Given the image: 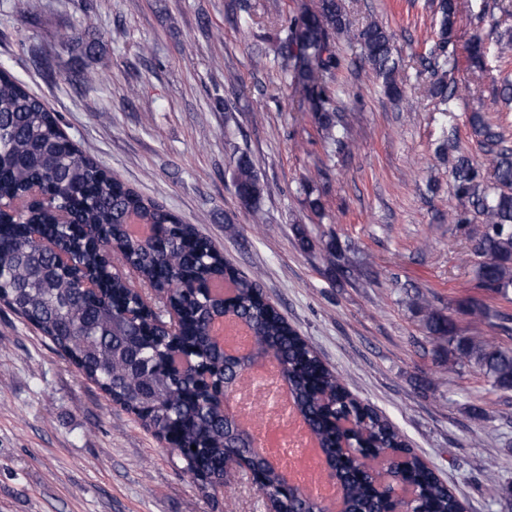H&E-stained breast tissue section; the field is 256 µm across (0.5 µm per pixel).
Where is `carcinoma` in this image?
I'll use <instances>...</instances> for the list:
<instances>
[{
    "label": "carcinoma",
    "mask_w": 512,
    "mask_h": 512,
    "mask_svg": "<svg viewBox=\"0 0 512 512\" xmlns=\"http://www.w3.org/2000/svg\"><path fill=\"white\" fill-rule=\"evenodd\" d=\"M436 41L420 59L431 97L446 104L454 0H436ZM276 48L284 71L318 112L325 141L352 147L335 94L316 74L340 66L336 36L360 44L363 59L387 95L400 57L393 37L378 24L355 29L341 0H316L288 21ZM480 143L492 155V174L466 155L454 157L455 195L464 205L456 223L481 219L473 238L477 286L503 298L512 293V147L482 115L470 117ZM232 184L243 206L257 216L262 186L251 158L234 161ZM46 198L18 214H0V302L47 336L57 349L115 404L156 434L170 432L186 473L205 496L230 489L238 477L224 473V450L246 453V441L224 417L210 387L235 382L246 362L224 356L206 335L212 319L233 312L250 328L253 346H271L281 378L320 447L336 458L346 512H385L395 488L410 492L414 512H460L461 502L406 444L381 414L359 401L313 347L265 296L259 277L241 275L195 225L146 199L92 157L62 141L59 118L0 67V202L9 207L34 189ZM151 228L145 239L131 231L130 217ZM326 260L351 274L346 249L336 237ZM51 269V284L33 275ZM414 304L428 336L448 350V369L467 365L494 391H512V348L483 336H465L454 319L418 292ZM179 329L156 327L171 314ZM263 489L279 490L282 474L262 467ZM280 512H323L316 495L283 494Z\"/></svg>",
    "instance_id": "obj_1"
}]
</instances>
